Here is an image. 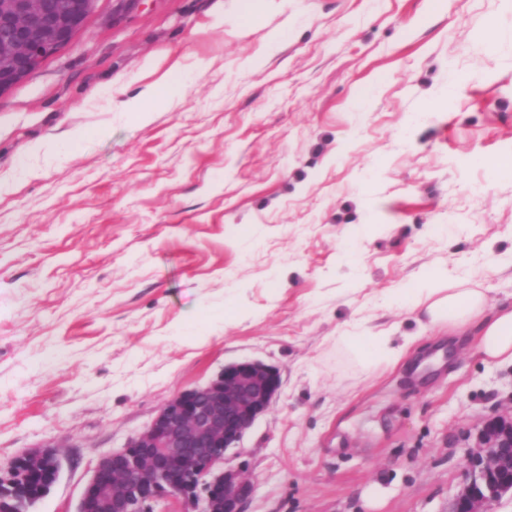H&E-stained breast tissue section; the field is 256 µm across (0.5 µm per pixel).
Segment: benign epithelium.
<instances>
[{
    "label": "benign epithelium",
    "instance_id": "1",
    "mask_svg": "<svg viewBox=\"0 0 512 512\" xmlns=\"http://www.w3.org/2000/svg\"><path fill=\"white\" fill-rule=\"evenodd\" d=\"M96 0H0V95L23 80L80 30ZM281 388L278 369L258 360L224 366L202 387L164 403L124 447L101 456L76 512H153L171 499L195 512H245L253 482L229 465L228 453L271 407ZM479 451L466 458L470 480L450 512H491L512 496V412L485 421ZM62 459L53 446L15 457L0 472V505L36 497L56 482Z\"/></svg>",
    "mask_w": 512,
    "mask_h": 512
}]
</instances>
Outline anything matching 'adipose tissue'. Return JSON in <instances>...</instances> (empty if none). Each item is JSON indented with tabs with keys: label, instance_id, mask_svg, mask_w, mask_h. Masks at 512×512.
Segmentation results:
<instances>
[{
	"label": "adipose tissue",
	"instance_id": "ef3b65f1",
	"mask_svg": "<svg viewBox=\"0 0 512 512\" xmlns=\"http://www.w3.org/2000/svg\"><path fill=\"white\" fill-rule=\"evenodd\" d=\"M414 321L436 332L466 335L477 329L479 350L486 362H512V304L489 306L482 289L453 284L445 288H407L400 295ZM415 341L407 335L396 339L392 329L365 327L344 336L345 346L364 371L398 363Z\"/></svg>",
	"mask_w": 512,
	"mask_h": 512
}]
</instances>
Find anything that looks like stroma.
Masks as SVG:
<instances>
[{
	"mask_svg": "<svg viewBox=\"0 0 512 512\" xmlns=\"http://www.w3.org/2000/svg\"><path fill=\"white\" fill-rule=\"evenodd\" d=\"M240 2L98 0L0 95V469L64 457L32 512L233 362L282 380L245 512H448L512 410L477 337L370 374L336 343L415 333L417 281L512 300V178L478 163L512 158V0ZM157 89L153 86H146L141 93L133 99H124L117 96L112 98V109L116 112H149L147 105L151 103L156 96Z\"/></svg>",
	"mask_w": 512,
	"mask_h": 512,
	"instance_id": "35a3bbf8",
	"label": "stroma"
}]
</instances>
